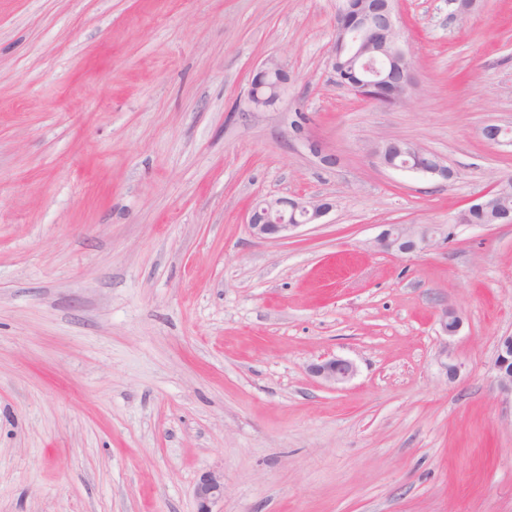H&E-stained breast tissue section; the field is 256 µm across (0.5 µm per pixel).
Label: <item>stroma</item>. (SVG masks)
I'll use <instances>...</instances> for the list:
<instances>
[{"instance_id": "1", "label": "stroma", "mask_w": 512, "mask_h": 512, "mask_svg": "<svg viewBox=\"0 0 512 512\" xmlns=\"http://www.w3.org/2000/svg\"><path fill=\"white\" fill-rule=\"evenodd\" d=\"M336 7L0 0V512H195L209 471L213 512H512V224L453 221L512 174L481 134L512 128V0H400L391 108L336 85ZM272 55L288 91L256 112ZM388 139L454 178L385 167ZM294 195L334 207L250 235ZM389 224L450 236L392 255ZM328 355L356 366L335 389ZM506 180V177H501L497 179L493 184H491L486 190L477 194L467 205V207L458 211L455 215L453 221L457 224H468L470 212L472 209L483 207L485 205L486 200L495 194V190L501 186V184ZM332 208L325 198H263L252 206L246 223L255 239H288L300 227L318 224ZM495 381L499 391L512 401V335L500 336L494 362ZM310 372L324 384L336 388L350 381L356 374L354 363L341 357H328L310 366ZM223 497L224 476L213 472L204 474L195 488L196 512H213L211 505Z\"/></svg>"}]
</instances>
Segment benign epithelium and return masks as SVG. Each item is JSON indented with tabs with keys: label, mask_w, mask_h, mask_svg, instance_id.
<instances>
[{
	"label": "benign epithelium",
	"mask_w": 512,
	"mask_h": 512,
	"mask_svg": "<svg viewBox=\"0 0 512 512\" xmlns=\"http://www.w3.org/2000/svg\"><path fill=\"white\" fill-rule=\"evenodd\" d=\"M352 0H340L336 10L335 44L359 60L361 78L353 81L336 76V85L355 94L383 105L393 106L405 101V96L415 86L411 55L400 45L397 24V0H385L379 8L354 9ZM402 62L403 84L399 97L386 98L382 80L391 66ZM248 102L255 111L265 110L278 102L288 87V71L276 57L262 62L254 71ZM397 170L415 171L430 174L446 180L454 176V171L443 162L417 164L406 162L395 166ZM505 178L501 177L486 190L477 194L467 205L458 211L453 219L455 224L469 223L471 210L485 205L486 200L495 194ZM333 208L325 198L277 197L257 201L247 214V224L252 236L258 240L287 239L300 227L317 224ZM437 230L430 224H393L385 229L376 240L377 246L386 253H422L436 243ZM441 332L454 336L462 325L461 317L452 308H444L438 313ZM495 381L499 391L512 397V335L501 336L497 343L494 362ZM310 372L324 384L336 388L350 381L356 374L354 363L341 357L323 358L310 366ZM224 497V476L208 472L204 474L196 488V512H212L211 505Z\"/></svg>",
	"instance_id": "7a95c632"
}]
</instances>
